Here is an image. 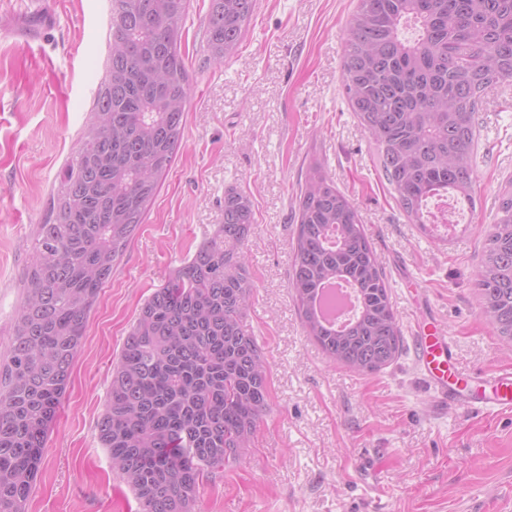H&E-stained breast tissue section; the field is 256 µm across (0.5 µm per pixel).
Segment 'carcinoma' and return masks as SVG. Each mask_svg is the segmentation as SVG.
Instances as JSON below:
<instances>
[{"label": "carcinoma", "mask_w": 512, "mask_h": 512, "mask_svg": "<svg viewBox=\"0 0 512 512\" xmlns=\"http://www.w3.org/2000/svg\"><path fill=\"white\" fill-rule=\"evenodd\" d=\"M255 5L209 0V59L235 55ZM185 8L186 0H112L106 76L39 225L0 364V512H26L86 315L183 139ZM409 22L418 28L412 41L401 36ZM342 79L400 211L426 232L433 196L449 192L475 208L476 114L490 88L512 79V0H358ZM253 224L251 197L225 191L224 223L143 304L112 369L99 440L142 512H195L203 476L250 447L269 406L262 348L244 323ZM294 252L289 286L306 335L355 372L390 365L403 336L383 269L353 203L320 163L299 192ZM338 280L358 307L334 329L317 302ZM476 286L481 314L511 347V177Z\"/></svg>", "instance_id": "obj_1"}]
</instances>
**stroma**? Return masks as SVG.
I'll return each instance as SVG.
<instances>
[{
	"instance_id": "1",
	"label": "stroma",
	"mask_w": 512,
	"mask_h": 512,
	"mask_svg": "<svg viewBox=\"0 0 512 512\" xmlns=\"http://www.w3.org/2000/svg\"><path fill=\"white\" fill-rule=\"evenodd\" d=\"M357 0H256L232 60L208 61V0H187L184 138L154 203L87 316L27 512H141L98 439L112 368L145 300L249 193L254 297L245 323L268 367L270 408L251 448L205 481L196 512H512V412L437 401L411 340L436 319L465 374L512 370L481 316L476 272L512 176V80L477 114L476 209L441 244L406 223L351 112L341 63ZM110 0H0V359L52 190L105 76ZM321 161L379 256L400 356L357 374L305 335L288 287L299 187Z\"/></svg>"
}]
</instances>
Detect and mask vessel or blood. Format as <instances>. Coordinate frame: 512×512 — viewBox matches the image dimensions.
<instances>
[{
    "label": "vessel or blood",
    "mask_w": 512,
    "mask_h": 512,
    "mask_svg": "<svg viewBox=\"0 0 512 512\" xmlns=\"http://www.w3.org/2000/svg\"><path fill=\"white\" fill-rule=\"evenodd\" d=\"M415 346L426 381L444 403L454 408L492 407L512 411V370L495 373L475 391L456 374L452 345L445 332L435 324H428L416 336Z\"/></svg>",
    "instance_id": "1"
}]
</instances>
